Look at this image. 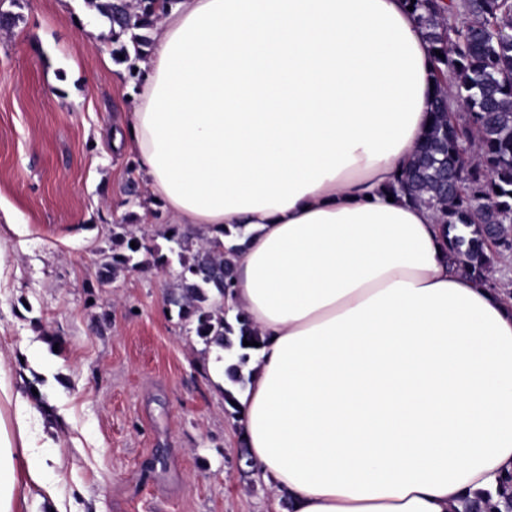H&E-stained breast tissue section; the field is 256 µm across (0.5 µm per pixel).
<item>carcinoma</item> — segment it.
I'll list each match as a JSON object with an SVG mask.
<instances>
[{
    "label": "carcinoma",
    "instance_id": "cac0c4a2",
    "mask_svg": "<svg viewBox=\"0 0 512 512\" xmlns=\"http://www.w3.org/2000/svg\"><path fill=\"white\" fill-rule=\"evenodd\" d=\"M173 2L88 0L109 25L113 61L130 74L150 44L157 11ZM411 4V15L430 45L436 94L424 139L387 191L432 210L439 223L448 225V259L463 276L487 283V230L492 224L512 225V0H406ZM120 228L113 233L112 255L100 267V279H109L117 268H140L142 252L152 254L156 266L169 263L168 256L125 225ZM212 231L168 229L167 241L174 244L170 253L180 263L168 303L206 347L228 354L241 350L225 375L242 388L250 380L243 372V340L258 342L260 336L243 311L233 324L224 314V294L235 276L231 257L238 247L208 237Z\"/></svg>",
    "mask_w": 512,
    "mask_h": 512
}]
</instances>
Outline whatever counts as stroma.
<instances>
[{
    "instance_id": "1",
    "label": "stroma",
    "mask_w": 512,
    "mask_h": 512,
    "mask_svg": "<svg viewBox=\"0 0 512 512\" xmlns=\"http://www.w3.org/2000/svg\"><path fill=\"white\" fill-rule=\"evenodd\" d=\"M0 359L59 458L67 512H288L241 456L216 352L167 302L180 270H117L127 224L160 253L169 222L116 145L137 79L87 0H0Z\"/></svg>"
}]
</instances>
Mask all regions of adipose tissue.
<instances>
[{
  "instance_id": "1",
  "label": "adipose tissue",
  "mask_w": 512,
  "mask_h": 512,
  "mask_svg": "<svg viewBox=\"0 0 512 512\" xmlns=\"http://www.w3.org/2000/svg\"><path fill=\"white\" fill-rule=\"evenodd\" d=\"M127 134L175 223L229 229L228 314L261 338L237 395L292 512H463L512 491V299L448 264L387 186L431 121L405 0H175ZM243 234H234L236 225ZM0 512L56 508L54 442L0 370Z\"/></svg>"
}]
</instances>
